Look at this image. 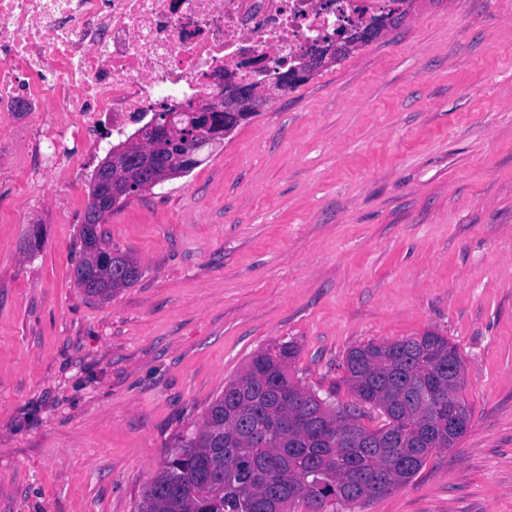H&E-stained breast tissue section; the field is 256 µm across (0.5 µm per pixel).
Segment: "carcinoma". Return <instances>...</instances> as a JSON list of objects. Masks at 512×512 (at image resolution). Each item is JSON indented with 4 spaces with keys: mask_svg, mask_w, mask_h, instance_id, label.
I'll return each mask as SVG.
<instances>
[{
    "mask_svg": "<svg viewBox=\"0 0 512 512\" xmlns=\"http://www.w3.org/2000/svg\"><path fill=\"white\" fill-rule=\"evenodd\" d=\"M404 12L390 10L365 28L350 30L362 47L396 26ZM83 257L74 268L83 292L108 301L141 276L140 264L121 252L127 274L94 265L112 246L90 225L80 229ZM293 342L256 353L244 371L203 412L194 432L180 434L165 466L149 484L139 512H337L367 504L406 485L440 449L456 447L470 409L466 377L448 380V365H463L456 346L434 331L351 348L342 381L358 406L338 411L294 379ZM457 404L458 426L448 430V401ZM384 418L365 427L361 408Z\"/></svg>",
    "mask_w": 512,
    "mask_h": 512,
    "instance_id": "cac0c4a2",
    "label": "carcinoma"
}]
</instances>
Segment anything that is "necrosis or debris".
<instances>
[{
	"label": "necrosis or debris",
	"mask_w": 512,
	"mask_h": 512,
	"mask_svg": "<svg viewBox=\"0 0 512 512\" xmlns=\"http://www.w3.org/2000/svg\"><path fill=\"white\" fill-rule=\"evenodd\" d=\"M391 0H0V117L43 112L48 139L124 135L159 103L260 81L251 60L299 63L322 34Z\"/></svg>",
	"instance_id": "1"
}]
</instances>
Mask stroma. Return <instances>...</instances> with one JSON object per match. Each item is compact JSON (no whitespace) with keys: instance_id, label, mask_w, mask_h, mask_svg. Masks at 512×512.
I'll return each instance as SVG.
<instances>
[{"instance_id":"obj_1","label":"stroma","mask_w":512,"mask_h":512,"mask_svg":"<svg viewBox=\"0 0 512 512\" xmlns=\"http://www.w3.org/2000/svg\"><path fill=\"white\" fill-rule=\"evenodd\" d=\"M0 123V512H138L178 434L259 350L291 341L321 398L351 348L435 331L465 360L458 445L353 512H512V0H417L101 229L142 277L76 286L114 139ZM40 225L41 247L26 251Z\"/></svg>"}]
</instances>
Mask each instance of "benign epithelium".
<instances>
[{"label": "benign epithelium", "mask_w": 512, "mask_h": 512, "mask_svg": "<svg viewBox=\"0 0 512 512\" xmlns=\"http://www.w3.org/2000/svg\"><path fill=\"white\" fill-rule=\"evenodd\" d=\"M342 51V42L335 37L319 39V52L310 57V68L298 70L293 75L278 71L275 76L260 83L243 82L231 86L224 100L193 97L166 109L164 121L154 118L146 130L138 133L129 142L112 149L93 176L94 194L90 207L84 212L83 222L101 223L100 214L108 206L116 207L133 195V176L140 172L150 174L149 184L158 185L192 166L195 154L207 146L221 143L229 132V113L235 120L251 119L277 94L284 91L288 78L303 80L311 71L331 64ZM188 112L196 120V126L181 125V113ZM162 136L173 142L185 137L192 141L191 153L174 155L163 168L151 167L153 153L157 147L154 138Z\"/></svg>", "instance_id": "1"}]
</instances>
